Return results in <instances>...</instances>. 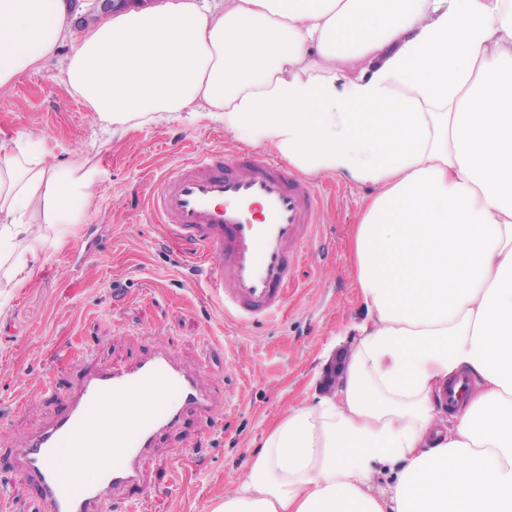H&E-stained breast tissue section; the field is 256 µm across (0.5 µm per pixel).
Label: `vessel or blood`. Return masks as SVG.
Returning <instances> with one entry per match:
<instances>
[{"instance_id": "1", "label": "vessel or blood", "mask_w": 512, "mask_h": 512, "mask_svg": "<svg viewBox=\"0 0 512 512\" xmlns=\"http://www.w3.org/2000/svg\"><path fill=\"white\" fill-rule=\"evenodd\" d=\"M147 204L169 239L202 269L210 294L246 321L281 311L318 224L315 189L283 164L249 151L191 154L158 179ZM152 388L163 389L164 397L139 409L129 430L110 441L95 436L106 426L105 403ZM190 412L212 422L224 408L202 367L186 366L162 347L125 367L79 376L64 413L11 449L9 466L34 488L46 512H112L117 493L142 490L159 439ZM106 446L111 460L87 479ZM62 451L72 458L65 470L52 463Z\"/></svg>"}]
</instances>
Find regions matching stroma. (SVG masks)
<instances>
[{
  "mask_svg": "<svg viewBox=\"0 0 512 512\" xmlns=\"http://www.w3.org/2000/svg\"><path fill=\"white\" fill-rule=\"evenodd\" d=\"M84 29L71 25L36 71L0 92V129L35 138L48 159H101L105 169L78 224L42 228L34 275L8 289L0 310V454L24 443L64 408L85 362L119 367L165 342L202 363L227 408L195 415L165 436L147 465L143 512H213L225 488L250 471L269 429L293 404L320 393L328 344L360 311L349 239L373 189L342 175L312 183L322 230L271 322H242L189 282L184 253L169 245L145 206L155 179L188 154L242 149L223 127L202 121L137 127L109 140L104 125L60 80ZM55 378L57 389L42 388Z\"/></svg>",
  "mask_w": 512,
  "mask_h": 512,
  "instance_id": "stroma-1",
  "label": "stroma"
}]
</instances>
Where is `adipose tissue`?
Wrapping results in <instances>:
<instances>
[{
	"label": "adipose tissue",
	"instance_id": "1",
	"mask_svg": "<svg viewBox=\"0 0 512 512\" xmlns=\"http://www.w3.org/2000/svg\"><path fill=\"white\" fill-rule=\"evenodd\" d=\"M69 13L0 0V90L55 51ZM62 80L111 137L204 118L374 189L336 381L288 409L214 512H512V0H164L88 29ZM102 173L0 135L9 284Z\"/></svg>",
	"mask_w": 512,
	"mask_h": 512
}]
</instances>
